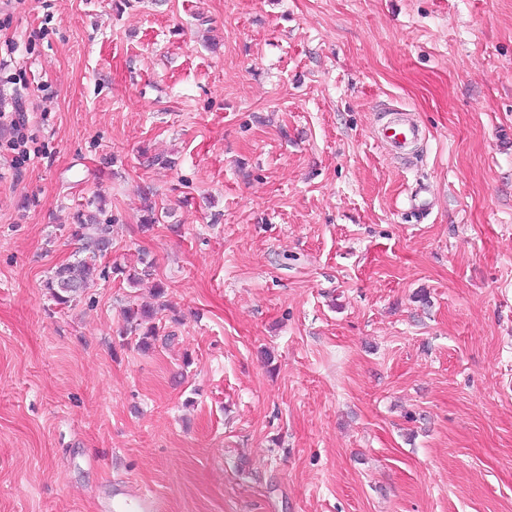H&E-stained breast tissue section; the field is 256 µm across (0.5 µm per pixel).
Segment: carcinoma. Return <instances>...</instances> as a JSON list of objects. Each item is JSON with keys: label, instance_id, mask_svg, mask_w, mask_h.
<instances>
[{"label": "carcinoma", "instance_id": "1", "mask_svg": "<svg viewBox=\"0 0 512 512\" xmlns=\"http://www.w3.org/2000/svg\"><path fill=\"white\" fill-rule=\"evenodd\" d=\"M104 214L105 208L96 201L88 203L87 209L76 214L75 224L70 227V236L79 244L74 259L59 266L45 284L56 304L68 305L90 282L106 276V269L101 267V259L103 253L111 247L112 240L110 224L101 219ZM152 268L153 262L141 257L139 266L128 270L115 266L112 273L121 274L128 282L135 283L151 275ZM155 318L156 312L152 310L130 306L123 312L122 334L138 337V346L147 349L158 336Z\"/></svg>", "mask_w": 512, "mask_h": 512}]
</instances>
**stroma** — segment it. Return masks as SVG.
<instances>
[{
  "label": "stroma",
  "mask_w": 512,
  "mask_h": 512,
  "mask_svg": "<svg viewBox=\"0 0 512 512\" xmlns=\"http://www.w3.org/2000/svg\"><path fill=\"white\" fill-rule=\"evenodd\" d=\"M0 59V512H512V0H12ZM96 195L153 274L56 305ZM8 84L16 85L11 79L0 80V120L3 125L5 122H9L8 127L11 138L9 139V146L11 149L16 150L20 147H25L28 136L25 133L26 125L23 117L15 118L13 114L15 112H6V106L11 104L13 110L17 108V101L15 97V90L12 94H8L6 87ZM422 136L423 132L419 125L404 119H396L384 129L385 143L401 152L410 150ZM156 312L130 306L123 312L124 327L122 334L138 336V346L147 349L151 341L158 336V325L155 322ZM105 510L108 512H161L163 506L157 498L145 492L137 494L117 492L112 502L106 505Z\"/></svg>",
  "instance_id": "35a3bbf8"
}]
</instances>
